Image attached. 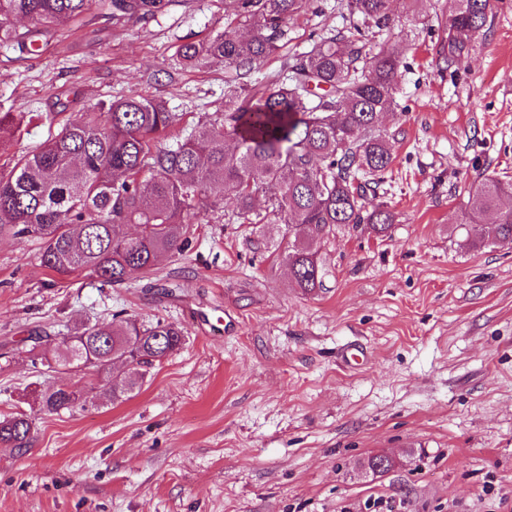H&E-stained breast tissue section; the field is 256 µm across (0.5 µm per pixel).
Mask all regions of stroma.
<instances>
[{
    "label": "stroma",
    "instance_id": "35a3bbf8",
    "mask_svg": "<svg viewBox=\"0 0 512 512\" xmlns=\"http://www.w3.org/2000/svg\"><path fill=\"white\" fill-rule=\"evenodd\" d=\"M453 0H394L371 51L400 47L397 109L381 124L393 161L366 208L379 236L338 227L317 246L306 293L260 235L276 226L192 227L191 246L151 277L50 283L35 239L0 238V416L33 420L26 450L0 446V512H512V239L478 243L468 190L512 183V0L447 66L438 30ZM340 0H306L285 53L339 27ZM224 28V0H162L152 14L92 12L34 53L0 47V112L36 113L0 143V167L34 150L49 120L133 93L191 129L224 103V72L179 64L178 47ZM122 311L184 330L122 402L103 378L32 365L19 347ZM363 364L340 361L349 343ZM94 385L85 409L43 413L37 395ZM393 461L383 474L369 457Z\"/></svg>",
    "mask_w": 512,
    "mask_h": 512
}]
</instances>
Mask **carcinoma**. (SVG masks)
<instances>
[{"label":"carcinoma","mask_w":512,"mask_h":512,"mask_svg":"<svg viewBox=\"0 0 512 512\" xmlns=\"http://www.w3.org/2000/svg\"><path fill=\"white\" fill-rule=\"evenodd\" d=\"M96 0H0V45L46 35L80 19ZM393 0H341L360 22L335 30L285 58L288 77L263 86L242 83L224 95L215 112L178 137L180 115L166 102L138 94L102 100L96 110L67 118L36 150L0 171V237L42 242L41 266L54 278L86 272L103 285L124 283L135 271L149 273L158 259L190 244V227L234 203L228 224H279L274 244L291 280L306 293L322 286L314 243L341 224L371 225L388 232L394 215L368 211L359 177L375 176L392 162L389 140L378 129L395 111V75L401 50H366L363 28H390ZM491 0H455L443 30L448 65L469 54L484 35ZM304 0H224V19L246 33H218L178 48L186 67L217 66L241 79L285 47L284 24ZM158 0H107L102 8L124 14L149 12ZM39 28L18 33L14 21ZM29 112H1L0 140ZM512 183L490 178L468 192L469 223L482 224L485 241L512 238ZM32 361L57 337H29ZM183 330L174 323L143 324L117 314L108 323H83L62 337L55 365L105 372L112 363L132 367L106 376L112 401L130 397L142 368L177 351ZM85 392L59 386L40 394L48 413L85 408ZM32 420L25 413L0 419V445L29 446Z\"/></svg>","instance_id":"cac0c4a2"}]
</instances>
